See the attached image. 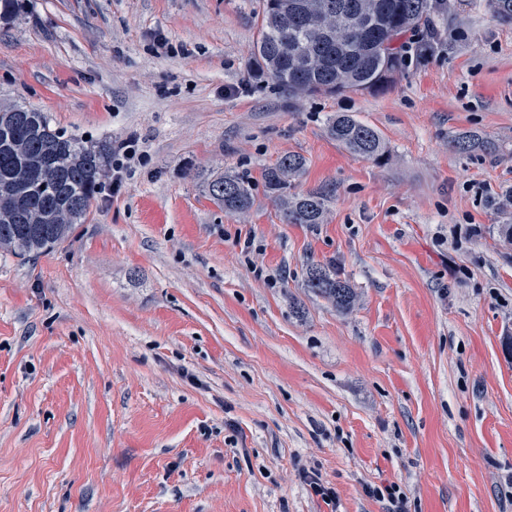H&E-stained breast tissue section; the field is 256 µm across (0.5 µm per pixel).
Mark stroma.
Wrapping results in <instances>:
<instances>
[{"instance_id": "35a3bbf8", "label": "stroma", "mask_w": 512, "mask_h": 512, "mask_svg": "<svg viewBox=\"0 0 512 512\" xmlns=\"http://www.w3.org/2000/svg\"><path fill=\"white\" fill-rule=\"evenodd\" d=\"M261 0H18L0 103L139 139L69 238L0 255V512H512V23L455 0L382 92L249 78ZM348 112L388 162L332 139ZM470 137L466 152L451 138ZM303 157L285 223L263 170ZM245 171L230 213L211 181ZM335 265L342 312L304 286ZM335 489L315 495L303 472ZM304 165L305 162L301 156L288 155L262 173L269 198L279 206L282 217L288 224L323 223L327 210L329 199L324 192L288 194L291 180L298 176ZM211 196L216 204L232 213H243L253 205L251 181L246 173L226 172L211 184Z\"/></svg>"}]
</instances>
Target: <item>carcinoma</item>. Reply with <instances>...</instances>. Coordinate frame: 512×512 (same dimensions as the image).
<instances>
[{"label": "carcinoma", "mask_w": 512, "mask_h": 512, "mask_svg": "<svg viewBox=\"0 0 512 512\" xmlns=\"http://www.w3.org/2000/svg\"><path fill=\"white\" fill-rule=\"evenodd\" d=\"M451 0H263L248 75L269 78L291 96L380 91L403 66L389 39L428 25ZM330 136L349 153L375 161L389 149L372 127L349 114L330 119ZM106 146L86 145L52 128L47 116L22 104L0 105V252L40 254L82 222L108 163ZM304 159L288 155L262 173L266 192L288 224L323 223L329 202L321 191L293 195L291 180ZM216 204L232 213L253 205L245 173L226 172L211 184ZM304 285L337 309L355 301L348 281L323 264L306 267Z\"/></svg>", "instance_id": "carcinoma-1"}]
</instances>
